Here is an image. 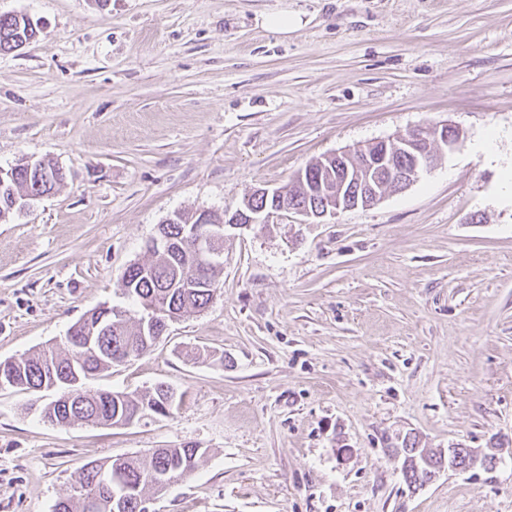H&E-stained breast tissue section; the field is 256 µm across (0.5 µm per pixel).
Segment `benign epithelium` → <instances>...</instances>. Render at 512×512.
<instances>
[{
    "instance_id": "obj_1",
    "label": "benign epithelium",
    "mask_w": 512,
    "mask_h": 512,
    "mask_svg": "<svg viewBox=\"0 0 512 512\" xmlns=\"http://www.w3.org/2000/svg\"><path fill=\"white\" fill-rule=\"evenodd\" d=\"M445 144L452 152L461 145L448 123L418 127L392 140H379L383 152H371L363 147L345 148L323 157L322 174L301 171L287 187H261L244 197L239 206L224 211V224L210 223L211 210L197 212L199 223L187 225L184 240L192 244L196 260L204 264H219L223 253L215 242L223 236L225 225L247 227L267 224L279 212H294L305 218L332 217L340 211L368 207L384 196L380 185L370 176L383 170L392 185L401 190L421 172L431 169L438 160L437 146ZM274 199L271 208L255 207V200Z\"/></svg>"
}]
</instances>
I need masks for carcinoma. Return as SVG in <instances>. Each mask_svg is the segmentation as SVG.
<instances>
[{
	"instance_id": "carcinoma-1",
	"label": "carcinoma",
	"mask_w": 512,
	"mask_h": 512,
	"mask_svg": "<svg viewBox=\"0 0 512 512\" xmlns=\"http://www.w3.org/2000/svg\"><path fill=\"white\" fill-rule=\"evenodd\" d=\"M40 29L32 27L22 14L0 15V53L14 51L35 40ZM11 177L0 181V222L11 220L23 211V202H35L58 189L65 174L55 164L36 160L10 168ZM196 222L195 212L183 211L175 222L162 224L158 236L177 239L186 224ZM152 259L127 267L122 277L124 295L136 310L106 303L89 310L72 324L62 343H49L20 358L0 361V373L9 377L12 387L36 392L50 387L61 376L73 373L81 379H95L112 367L151 351L159 336L141 324L142 314L153 310L158 316L200 312L215 297L224 271V264L202 265L187 252L175 249L147 248ZM93 338L95 349L82 350L70 343L69 337ZM181 396L169 385L158 383L142 393L112 390H86L79 401L66 403L60 396L50 404L61 409L56 420L60 427L78 424L127 426L139 422L152 412L165 417L174 414ZM416 441L405 444L402 463L405 481L416 488L429 482L443 465V452L432 451L423 461L415 453ZM207 450L190 445L180 448H156L143 457L132 455L103 463L85 464L70 494L58 500L53 512H90L87 502L112 497V485L105 484L98 474L120 465L123 483L128 489L120 512H143V503L150 495L168 490L190 476Z\"/></svg>"
}]
</instances>
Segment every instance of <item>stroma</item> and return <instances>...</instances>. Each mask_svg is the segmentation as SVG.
Wrapping results in <instances>:
<instances>
[{
	"instance_id": "obj_1",
	"label": "stroma",
	"mask_w": 512,
	"mask_h": 512,
	"mask_svg": "<svg viewBox=\"0 0 512 512\" xmlns=\"http://www.w3.org/2000/svg\"><path fill=\"white\" fill-rule=\"evenodd\" d=\"M287 10L281 35L259 14ZM0 167L64 184L0 223V361L61 340L174 212L235 209L311 162L446 122L463 145L377 204L226 227L201 312L87 381L181 393L130 426L43 422L0 389V512H52L79 469L204 448L149 512H512V0H0ZM492 141L494 159L480 145ZM498 444L406 483L402 448ZM257 24L268 30L276 31L282 35H288L302 25V18L295 13L282 10L272 13H263L256 19ZM23 14L0 15V53L15 51L22 44L35 40L40 29Z\"/></svg>"
}]
</instances>
